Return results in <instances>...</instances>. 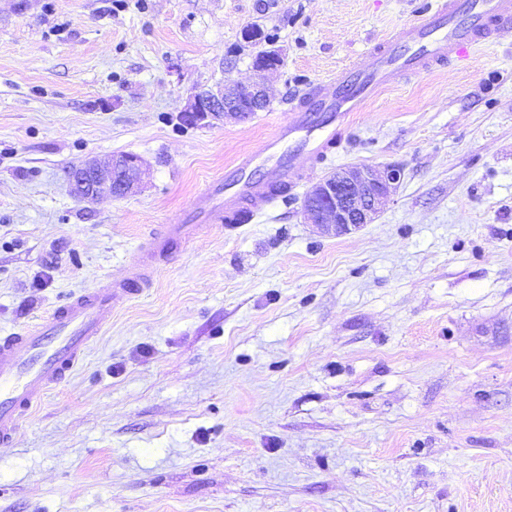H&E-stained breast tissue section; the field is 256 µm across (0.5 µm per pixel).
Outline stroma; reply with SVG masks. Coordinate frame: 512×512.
I'll return each mask as SVG.
<instances>
[{"label": "stroma", "mask_w": 512, "mask_h": 512, "mask_svg": "<svg viewBox=\"0 0 512 512\" xmlns=\"http://www.w3.org/2000/svg\"><path fill=\"white\" fill-rule=\"evenodd\" d=\"M424 0H0V337L139 264L295 91L365 62ZM270 104L190 125L194 90ZM139 157L126 197L67 173ZM397 165L374 223L325 236L328 173ZM247 224L158 260L0 447V512H512V29L382 90ZM279 49L259 51L251 62L255 78L249 85H242L227 77L214 88L193 92L182 112L184 120L194 124L212 122H245L249 109L258 111L268 103L264 80L266 73L276 70L281 63ZM247 97V101L243 99Z\"/></svg>", "instance_id": "obj_1"}]
</instances>
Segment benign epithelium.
<instances>
[{
	"label": "benign epithelium",
	"mask_w": 512,
	"mask_h": 512,
	"mask_svg": "<svg viewBox=\"0 0 512 512\" xmlns=\"http://www.w3.org/2000/svg\"><path fill=\"white\" fill-rule=\"evenodd\" d=\"M282 53L276 48L258 52L251 62L255 78L242 85L227 77L213 88L193 92L183 118L194 124L244 122L247 110L258 111L268 102L266 73L280 66ZM140 160L135 155H115L101 164L88 162L69 173L71 190L81 200L125 197L141 180ZM404 178L402 168L352 166L338 169L318 181L302 200V215L324 234H348L373 223L381 206Z\"/></svg>",
	"instance_id": "7a95c632"
}]
</instances>
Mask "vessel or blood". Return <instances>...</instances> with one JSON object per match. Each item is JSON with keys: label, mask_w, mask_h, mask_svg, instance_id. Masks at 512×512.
I'll return each instance as SVG.
<instances>
[{"label": "vessel or blood", "mask_w": 512, "mask_h": 512, "mask_svg": "<svg viewBox=\"0 0 512 512\" xmlns=\"http://www.w3.org/2000/svg\"><path fill=\"white\" fill-rule=\"evenodd\" d=\"M512 27V0H434L433 5L372 47L373 69L353 62L304 91L275 126L264 148L300 131L310 134L309 151L320 155L340 143L351 114L362 111L380 89L421 75L432 67L464 59L469 49ZM251 158L207 184L197 199L203 220L222 223L244 200L266 204V189L250 182ZM193 224H171L152 236V256L183 248ZM149 280L146 266L120 282H109L74 297L31 330L0 338V445L12 443L20 423L54 384L82 361L90 343L112 314L116 295L138 294Z\"/></svg>", "instance_id": "b4317fda"}]
</instances>
